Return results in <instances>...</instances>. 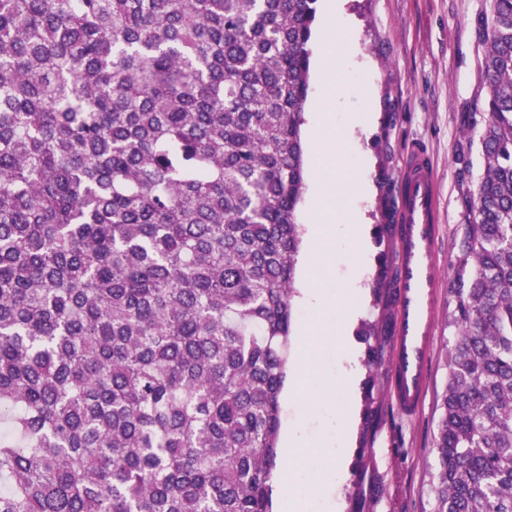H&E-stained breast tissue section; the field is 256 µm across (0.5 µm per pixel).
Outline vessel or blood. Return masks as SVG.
Here are the masks:
<instances>
[{"instance_id": "obj_1", "label": "vessel or blood", "mask_w": 512, "mask_h": 512, "mask_svg": "<svg viewBox=\"0 0 512 512\" xmlns=\"http://www.w3.org/2000/svg\"><path fill=\"white\" fill-rule=\"evenodd\" d=\"M438 192L434 170L422 145L411 152L399 192V264L395 300V347L391 392L407 415L425 399L439 308L434 261L438 238Z\"/></svg>"}]
</instances>
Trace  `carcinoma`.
I'll list each match as a JSON object with an SVG mask.
<instances>
[{
  "mask_svg": "<svg viewBox=\"0 0 512 512\" xmlns=\"http://www.w3.org/2000/svg\"><path fill=\"white\" fill-rule=\"evenodd\" d=\"M316 3L0 0V512H272ZM492 3L433 512H512V0ZM396 283L381 265L376 374Z\"/></svg>",
  "mask_w": 512,
  "mask_h": 512,
  "instance_id": "obj_1",
  "label": "carcinoma"
}]
</instances>
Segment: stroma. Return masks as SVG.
Here are the masks:
<instances>
[{
	"label": "stroma",
	"instance_id": "stroma-1",
	"mask_svg": "<svg viewBox=\"0 0 512 512\" xmlns=\"http://www.w3.org/2000/svg\"><path fill=\"white\" fill-rule=\"evenodd\" d=\"M490 0H344L341 17L318 14L312 36L320 45L335 31L340 51L335 68V96L321 102V82L311 78L304 123L312 125L329 112L323 149L337 177L354 180L351 195L328 203L330 237L323 252L310 261L318 287L336 300L350 297L355 284L365 296L354 324L375 322L381 306L374 293L380 257L397 245L379 242L384 223L383 185L400 181L413 142L426 145L441 198L435 261L440 278V309L426 400L418 418L402 417L389 398L386 375L370 378L361 370L344 388L341 408L353 419L351 461L341 488L340 512H352L356 487L364 489L362 512H432L435 472L434 440L439 403L448 384V356L458 336L454 322L457 274L462 242L472 213L464 199L472 195L483 174L479 129L468 128L464 115L483 103L487 88L482 63L487 45L478 32L480 19L491 14ZM468 165H461V158ZM366 217L368 250H360L350 215ZM335 315L320 316L301 305L293 307V350L287 374H294L301 355H308L316 374L333 381L343 343ZM309 379L297 391L283 392L279 427L302 422L313 441L335 442L336 410L326 397L315 395ZM382 404L381 418L364 431L366 394Z\"/></svg>",
	"mask_w": 512,
	"mask_h": 512
}]
</instances>
